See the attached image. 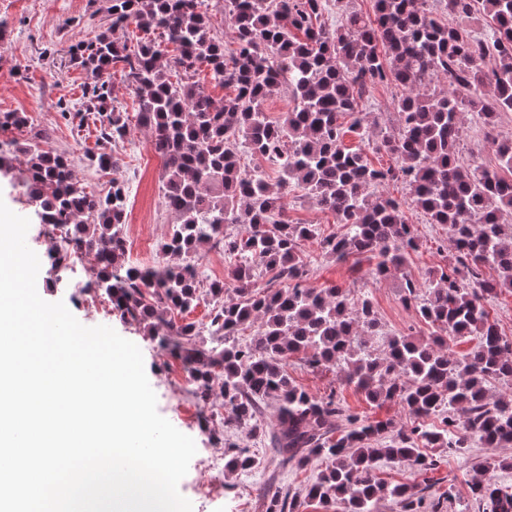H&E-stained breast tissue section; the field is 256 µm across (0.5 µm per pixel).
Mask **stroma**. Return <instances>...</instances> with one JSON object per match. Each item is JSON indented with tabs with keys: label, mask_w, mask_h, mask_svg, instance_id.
Segmentation results:
<instances>
[{
	"label": "stroma",
	"mask_w": 512,
	"mask_h": 512,
	"mask_svg": "<svg viewBox=\"0 0 512 512\" xmlns=\"http://www.w3.org/2000/svg\"><path fill=\"white\" fill-rule=\"evenodd\" d=\"M109 5V0H0V28L7 35L6 45L0 46V113H26L29 126L22 130V137H31L36 132L47 134L55 149L69 155L76 178L88 192L102 196L110 189L113 176L125 180L128 187L125 261L150 268L159 261V250L175 216L163 203V161L139 122L136 98L121 79H114L112 96L119 111L128 117V132L124 139L105 145L98 141V126L93 120L77 125L62 116L63 111L81 109L86 81L85 72L70 60L71 50L78 42L93 40L105 28ZM401 94L400 87L385 84L377 86L363 101V111L380 116V126L371 129L370 139L395 132V105ZM100 150L109 154L111 169L102 170L88 164L86 153ZM23 168L22 161H15L11 173L0 176V200L14 213L30 220L26 242L40 260L38 293L46 301L64 302L81 324L112 327L140 348L159 413L192 437L198 448L178 486L181 495L190 501L192 512H266L264 491L304 493L318 473L317 466L298 470L283 465L280 457L260 440L252 448L261 461L259 469L247 474L225 473L220 500L215 502L206 497L212 475L203 463L212 449L222 445L223 416L212 412L204 402L185 400L180 386L181 364L160 350L156 341L143 336L136 324L123 321L116 314L108 318L87 312L80 289L90 284L94 275L87 267L73 265L62 272L52 265L48 235L27 205L22 187L16 184ZM405 214L415 226L418 247L411 252L404 275L421 280L429 270L444 264L450 254L448 229L442 224L427 223L414 208H406ZM300 255L309 273L308 287L335 285L367 293L386 334L409 335L420 340L429 335V326L420 320L415 308L402 301L399 278H376L371 260L337 261L326 255L313 239L301 243ZM288 373L311 394L318 397L335 394L337 401L350 412L368 421H390L398 428L410 424V414L401 403L371 404L354 387L341 381L336 371H314L294 358L288 362ZM203 416L208 419V429L204 432L198 424ZM426 454L436 458L437 467L425 475L406 462L383 460L375 469L377 478L391 485L426 484L421 512H479L470 481L482 472L489 473L497 483L512 487V446L491 448L475 440L470 448L460 452L430 448Z\"/></svg>",
	"instance_id": "35a3bbf8"
}]
</instances>
